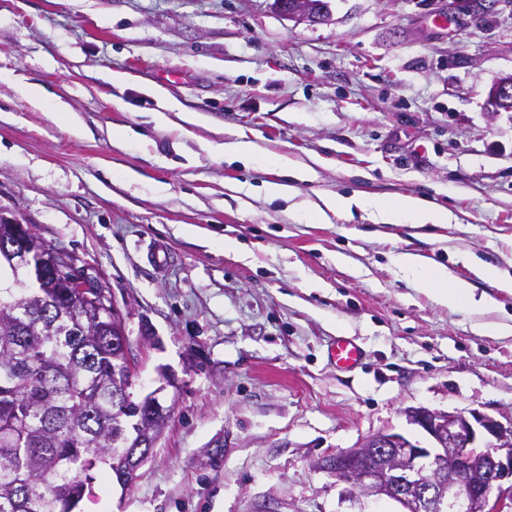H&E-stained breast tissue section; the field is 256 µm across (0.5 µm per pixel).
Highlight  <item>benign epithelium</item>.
<instances>
[{"mask_svg":"<svg viewBox=\"0 0 512 512\" xmlns=\"http://www.w3.org/2000/svg\"><path fill=\"white\" fill-rule=\"evenodd\" d=\"M277 10L297 21L327 18L323 0H274ZM512 92L506 77L491 90L499 110ZM429 444L395 431H380L359 445L323 459L320 468L346 484L352 499L386 498L401 512H503L512 499V416L499 419L468 412L405 410Z\"/></svg>","mask_w":512,"mask_h":512,"instance_id":"1","label":"benign epithelium"}]
</instances>
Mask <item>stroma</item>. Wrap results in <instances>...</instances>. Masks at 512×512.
Masks as SVG:
<instances>
[{"instance_id": "1", "label": "stroma", "mask_w": 512, "mask_h": 512, "mask_svg": "<svg viewBox=\"0 0 512 512\" xmlns=\"http://www.w3.org/2000/svg\"><path fill=\"white\" fill-rule=\"evenodd\" d=\"M273 2L0 0V211L109 289L141 392L162 367L179 380L132 486L95 483L77 512H400L349 499L319 461L407 430L412 406L512 414V331L474 330L511 323L512 293L464 263L512 277V110L486 105L512 76V0L490 15L480 0H326L322 23ZM19 79L72 115L30 105ZM170 99L206 123L150 122ZM115 127L128 139L113 142ZM235 132L319 158L317 180L267 200L272 169L203 148ZM354 193L422 196L455 219L306 215L318 196ZM401 251L497 308L438 303L392 265ZM341 334L363 347L360 367L331 361Z\"/></svg>"}]
</instances>
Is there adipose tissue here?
<instances>
[{"mask_svg":"<svg viewBox=\"0 0 512 512\" xmlns=\"http://www.w3.org/2000/svg\"><path fill=\"white\" fill-rule=\"evenodd\" d=\"M207 149L215 155L246 164L262 163L277 170L278 180L266 182L263 186L266 196L272 200L288 196L291 191L290 180L309 182L317 177L312 165L295 161L283 154L263 152L255 141L244 134L233 141L208 144ZM355 208L365 212L377 224L440 225L452 220V213L448 208L415 196L394 201L362 195L326 196L312 210L311 215L319 220L326 217L327 213L338 215ZM393 263L400 271L418 279L421 287L435 291L443 303L451 306L463 304L469 309L479 311L492 308L495 304L494 299L489 296H475L469 281L453 276L444 266L426 264L424 258L418 254L408 251L397 253L393 257Z\"/></svg>","mask_w":512,"mask_h":512,"instance_id":"obj_1","label":"adipose tissue"}]
</instances>
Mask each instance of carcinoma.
<instances>
[{"mask_svg":"<svg viewBox=\"0 0 512 512\" xmlns=\"http://www.w3.org/2000/svg\"><path fill=\"white\" fill-rule=\"evenodd\" d=\"M0 251V512H74L97 480L126 486L173 406L130 382L105 289L61 273L72 257L24 234Z\"/></svg>","mask_w":512,"mask_h":512,"instance_id":"obj_1","label":"carcinoma"}]
</instances>
